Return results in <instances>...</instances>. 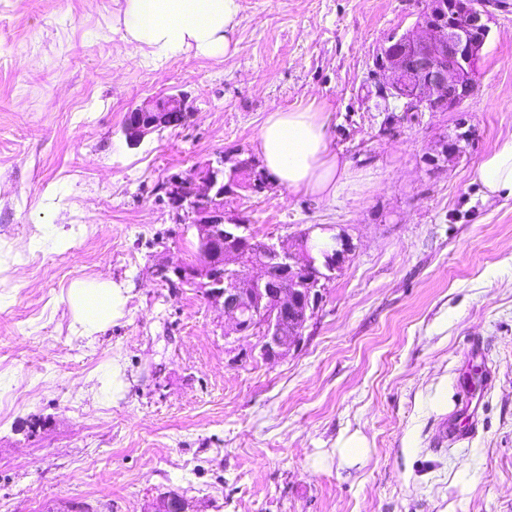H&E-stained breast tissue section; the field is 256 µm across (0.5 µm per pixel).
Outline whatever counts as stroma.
Wrapping results in <instances>:
<instances>
[{
  "label": "stroma",
  "mask_w": 512,
  "mask_h": 512,
  "mask_svg": "<svg viewBox=\"0 0 512 512\" xmlns=\"http://www.w3.org/2000/svg\"><path fill=\"white\" fill-rule=\"evenodd\" d=\"M240 5L238 53L152 65L114 0H0V512H152L168 493L192 512H512V199L471 177L512 136V0L460 111L408 114L370 72L426 0ZM180 91L187 125L130 147L127 112ZM311 101L357 187L224 201L258 237L353 245L301 342L266 360L205 289L155 275L197 258L157 187ZM101 281L119 313L79 335L70 288ZM475 345L496 378L478 430L437 446Z\"/></svg>",
  "instance_id": "stroma-1"
}]
</instances>
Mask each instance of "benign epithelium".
<instances>
[{
	"label": "benign epithelium",
	"instance_id": "7a95c632",
	"mask_svg": "<svg viewBox=\"0 0 512 512\" xmlns=\"http://www.w3.org/2000/svg\"><path fill=\"white\" fill-rule=\"evenodd\" d=\"M492 20L486 0H429L416 24L392 36L378 52L373 76L384 97L404 99L406 112H444L462 105L475 90L473 77L489 36ZM192 112L184 95H166L131 110L123 132L131 145L162 128L174 127V117ZM242 151L216 154L215 158L187 172L168 178L160 187L169 207L196 230L197 263L169 266L161 263V275L173 274L182 286L204 281L207 297L222 304L229 329L225 335L256 332L262 356L272 359L287 354L302 338V330L314 312L320 288L336 277L352 252L350 240L334 237V246L312 253L310 232L300 243L288 239L264 241L257 251L226 247L242 240L244 225L224 213V184L235 183L246 168ZM281 270L298 275L292 288L277 287ZM153 512H190L185 499L168 495Z\"/></svg>",
	"mask_w": 512,
	"mask_h": 512
}]
</instances>
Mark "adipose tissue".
I'll return each instance as SVG.
<instances>
[{
    "mask_svg": "<svg viewBox=\"0 0 512 512\" xmlns=\"http://www.w3.org/2000/svg\"><path fill=\"white\" fill-rule=\"evenodd\" d=\"M240 0H122L112 24L131 56L159 62L192 51L206 56L238 52L234 34ZM329 116L310 103L276 109L264 119L254 151L270 178L293 194L335 197L349 184L350 168L332 145ZM485 197H512V137L499 140L473 171ZM74 308L84 335L113 319L116 289L103 283L74 289Z\"/></svg>",
    "mask_w": 512,
    "mask_h": 512,
    "instance_id": "obj_1",
    "label": "adipose tissue"
}]
</instances>
